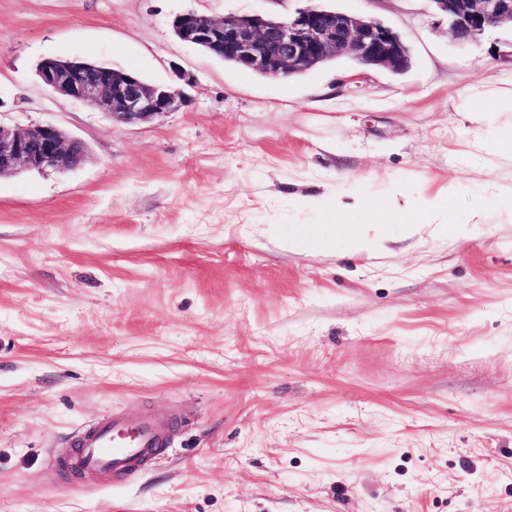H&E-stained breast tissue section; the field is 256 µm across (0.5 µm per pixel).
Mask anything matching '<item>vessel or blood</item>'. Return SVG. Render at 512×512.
I'll list each match as a JSON object with an SVG mask.
<instances>
[{"label": "vessel or blood", "mask_w": 512, "mask_h": 512, "mask_svg": "<svg viewBox=\"0 0 512 512\" xmlns=\"http://www.w3.org/2000/svg\"><path fill=\"white\" fill-rule=\"evenodd\" d=\"M171 422L132 413H116L99 420L79 440L77 467L86 472H110L137 477L142 467L167 446Z\"/></svg>", "instance_id": "b4317fda"}]
</instances>
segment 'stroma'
<instances>
[{"label":"stroma","instance_id":"35a3bbf8","mask_svg":"<svg viewBox=\"0 0 512 512\" xmlns=\"http://www.w3.org/2000/svg\"><path fill=\"white\" fill-rule=\"evenodd\" d=\"M323 4L400 34L410 69L262 77L171 28ZM47 57L189 100L117 125L48 90ZM478 82L498 94L465 128ZM45 122L87 158L0 177V512H512L511 24L460 42L429 0H0V123ZM373 204L416 232L351 244ZM118 410L180 424L134 481L64 477Z\"/></svg>","mask_w":512,"mask_h":512}]
</instances>
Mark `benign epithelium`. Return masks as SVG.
<instances>
[{
  "label": "benign epithelium",
  "instance_id": "benign-epithelium-1",
  "mask_svg": "<svg viewBox=\"0 0 512 512\" xmlns=\"http://www.w3.org/2000/svg\"><path fill=\"white\" fill-rule=\"evenodd\" d=\"M430 2L448 18L451 35L460 42L512 23V0ZM172 30L212 57L265 76H295L339 56L397 74L411 61L405 41L381 22L316 5L287 17L231 15L216 20L187 11L174 16ZM37 72L52 91L91 106L119 125L149 123L185 103L180 90L102 63L47 58ZM86 155L81 141L53 123L22 129L0 124V176L20 168L67 171L80 166Z\"/></svg>",
  "mask_w": 512,
  "mask_h": 512
}]
</instances>
